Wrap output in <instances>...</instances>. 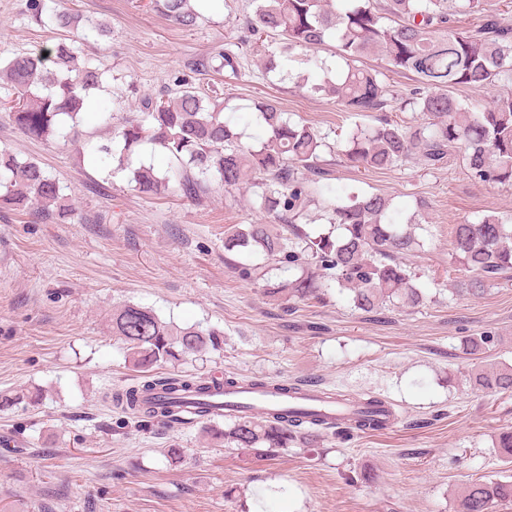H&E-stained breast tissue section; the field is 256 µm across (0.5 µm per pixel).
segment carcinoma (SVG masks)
<instances>
[{"label":"carcinoma","instance_id":"1","mask_svg":"<svg viewBox=\"0 0 512 512\" xmlns=\"http://www.w3.org/2000/svg\"><path fill=\"white\" fill-rule=\"evenodd\" d=\"M244 17L250 34L276 36L283 48L316 51L337 43L345 67L336 80L308 84L295 77L299 90L323 93L351 115H371L374 121L355 123L337 147L339 162L351 167L384 170L411 155L425 166L441 168L452 147L462 149L468 177L477 183L512 187V19L490 12L482 0H252ZM154 10L184 30L204 18L191 0H151ZM30 19L53 25L66 37L47 54H19L0 67V112L33 140L69 138L75 133L90 93L106 90V71L84 55L90 40L110 33L107 23L89 16L46 14L44 0H28ZM479 14L472 28L456 25L460 15ZM381 53L387 70L411 73L417 84L403 104L425 121L402 125L391 119L394 95L385 72L361 64ZM213 70L237 72L238 56L223 49L211 56ZM265 69L291 77L288 58L268 54ZM494 92L490 102H463L458 87ZM250 109L263 126L264 137L245 145L235 125L224 118V102L185 81L160 97H145L141 119H128L117 129L120 150L97 147L109 172H129V180L147 195L176 191L198 202L218 185L243 184L255 189L253 208L266 218L261 224H234L224 230V247L245 251L261 263H239L243 280H259L268 268L292 276L268 285L267 296L287 300H320L326 289L348 290L356 310L376 313L388 304L415 308L424 301L422 289L402 266L401 259L423 243L410 228H399L389 217L391 198L380 192H353L342 200H326L330 223L341 233L311 237L296 224L320 194L326 175L321 154L325 138L301 120L282 112L277 100L259 98ZM158 146L174 164L158 175L154 168L135 164L140 146ZM0 204L30 205L61 222L75 213L59 182L35 159L21 160L0 150ZM284 224L301 243L295 249L272 226ZM455 267L473 274L462 292L479 296L485 287L512 278V214L490 212L480 219L460 220L451 229ZM112 335L126 349L134 370L149 373L161 363H176L220 347V333L198 326L176 327L152 309L128 304L112 314ZM496 333L468 336L464 347L480 356ZM476 392L512 394V367L481 368L470 374ZM236 379L168 373L112 393L111 402L143 422L175 426L182 422L179 398L204 395ZM386 401L370 396L344 420L347 428L380 432L390 422L379 419ZM333 424L313 413L290 410L261 417L239 416L212 435L230 448L262 452L302 441L312 445ZM512 504V480H475L457 501L455 512H494Z\"/></svg>","mask_w":512,"mask_h":512}]
</instances>
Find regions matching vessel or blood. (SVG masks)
I'll use <instances>...</instances> for the list:
<instances>
[{"mask_svg": "<svg viewBox=\"0 0 512 512\" xmlns=\"http://www.w3.org/2000/svg\"><path fill=\"white\" fill-rule=\"evenodd\" d=\"M277 406L316 413L333 422L344 418L343 413L337 412L335 406L324 402L319 389L305 385L301 386L298 394L290 398L248 386L235 389L226 395L216 394L203 406L199 405L196 399L187 398L182 403V418L184 421L194 422L198 420L200 412L220 416L228 409L249 415H260L270 413L272 408Z\"/></svg>", "mask_w": 512, "mask_h": 512, "instance_id": "1", "label": "vessel or blood"}]
</instances>
